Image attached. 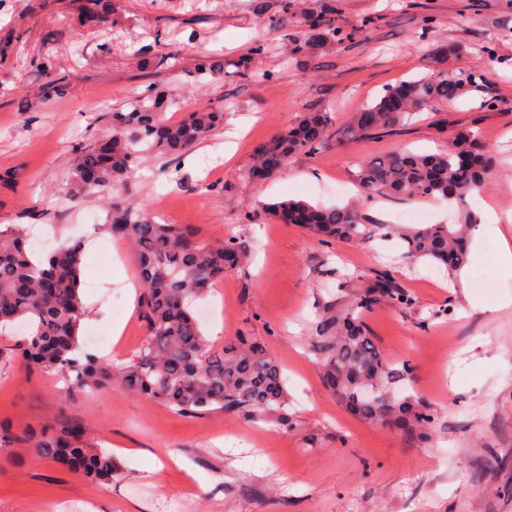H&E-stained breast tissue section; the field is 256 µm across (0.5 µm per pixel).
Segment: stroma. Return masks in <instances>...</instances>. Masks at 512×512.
Segmentation results:
<instances>
[{"mask_svg": "<svg viewBox=\"0 0 512 512\" xmlns=\"http://www.w3.org/2000/svg\"><path fill=\"white\" fill-rule=\"evenodd\" d=\"M339 0V23H377L357 44H341L303 62L281 47L280 0H115L97 19L88 0H0V226L46 231L52 247L81 241L80 334L88 350L114 367L131 360L147 337L129 285L138 283L130 245L112 251L104 198H70L75 149L107 138L109 115L146 87L177 102L169 118L203 106L224 111V124L181 157L148 158L115 200L162 208L170 224H188L200 240L233 238L247 259L193 307L214 350L256 336L288 378L290 427L220 411L197 417L116 386L81 390L60 374H31L10 355L23 329L0 335V422L30 433L62 418L85 422L115 459L111 482L89 483L31 453L0 455V512H512V279L495 265L512 223L471 249L465 281L434 266L402 260L397 238L323 241L270 215L285 199L342 206L357 201L370 224H392L401 211L429 213L434 224L459 221L458 210L432 200L366 198L356 174L365 158L393 150L446 149L470 129L496 159L474 212H512V0ZM430 14L429 43L465 44L452 68L479 70V89L422 111L411 123L370 139L298 153L274 176H250L256 151L308 112H324L330 129L374 102L385 89L429 72L417 37ZM269 47L241 75L236 61L256 43ZM495 46L494 58L479 54ZM171 53L175 68L151 59ZM223 74L197 83L184 73L202 56ZM64 75L63 96L45 98L47 72ZM237 149L225 158L228 134ZM94 215L91 224L81 223ZM386 270L412 295L408 309L381 305L365 321L383 355L410 366L413 390L436 414L421 442L391 425L352 416L323 384L306 338L321 305L345 273ZM121 334L115 349L91 334Z\"/></svg>", "mask_w": 512, "mask_h": 512, "instance_id": "1", "label": "stroma"}]
</instances>
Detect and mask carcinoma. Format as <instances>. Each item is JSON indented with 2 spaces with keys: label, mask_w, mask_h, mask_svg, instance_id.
Masks as SVG:
<instances>
[{
  "label": "carcinoma",
  "mask_w": 512,
  "mask_h": 512,
  "mask_svg": "<svg viewBox=\"0 0 512 512\" xmlns=\"http://www.w3.org/2000/svg\"><path fill=\"white\" fill-rule=\"evenodd\" d=\"M303 15L304 28L284 34L288 54L296 61L336 42L354 43L372 24L367 19L360 28L345 30L336 20V0H314ZM464 50L465 46L452 43L431 49V54L444 62ZM267 52L268 46L259 43L236 67L248 73L255 58ZM223 72L224 63L203 57L187 77L198 80ZM481 82L476 71L445 67L404 80L354 112L336 130V142L395 131L416 113L452 102ZM176 105L165 91L152 86L125 108L110 113L112 137L76 148L69 172L70 193L83 198L125 186L146 155L181 153L224 121V113L204 107L185 113L179 121L167 120L165 111ZM327 127V113H307L296 127L259 149L252 176L275 173L262 170L269 159L281 165L295 153L321 149L327 141ZM490 163L478 137L467 132L458 134L445 152L399 150L365 161L357 179L368 195L441 199L464 207L483 188ZM268 211L326 239L365 242L397 236L404 259L435 263L450 280L468 264L470 228L477 223L470 209L463 211L458 224H427L405 232L394 225L366 224L350 206L316 208L304 201L285 200L269 205ZM104 229L127 239L136 253L145 342L117 371L85 352L79 335L86 316L79 292L81 245L55 250L46 256V263L36 264L24 229L13 226L0 229V331L17 321L28 327L25 338L11 348L14 359L29 372L61 374L82 388H106L117 382L187 417L220 411L251 419L271 418L289 426L288 394L279 363L250 336L237 337L220 352L213 350L191 310L196 298L243 264L245 245L200 242L190 227L159 223L145 208L119 202L112 203ZM347 278L353 288L329 301L308 337L324 385L352 415L400 427L423 439L435 416L420 398L406 393L412 378L410 367L388 361L365 322L366 314L381 304L410 308L413 299L388 272L355 273ZM22 449L91 483H108L116 472L112 454L99 448L88 437L86 425L76 420L63 426L45 425L35 435L0 428V452Z\"/></svg>",
  "instance_id": "1"
}]
</instances>
